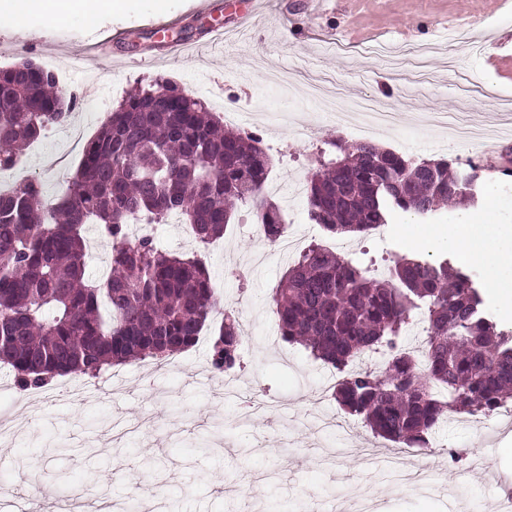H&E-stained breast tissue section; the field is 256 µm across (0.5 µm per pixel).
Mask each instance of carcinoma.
Returning <instances> with one entry per match:
<instances>
[{
    "label": "carcinoma",
    "instance_id": "cac0c4a2",
    "mask_svg": "<svg viewBox=\"0 0 512 512\" xmlns=\"http://www.w3.org/2000/svg\"><path fill=\"white\" fill-rule=\"evenodd\" d=\"M55 75L0 68V170L15 166L57 109ZM157 84L140 86L111 112L83 148L69 193L54 205L30 179L0 192V366L22 389L57 376L94 378L107 366L165 359L194 347L208 321L224 315L211 365L239 364L241 335L201 259L127 237L130 220L160 224L174 215L207 246L224 236L238 209L251 208L265 237L285 233L280 206L264 194L271 159L254 136L224 127L207 103L185 92L163 106ZM309 178L311 219L332 235L367 234L396 211L428 217L459 201L479 169L444 159H410L373 142H325ZM111 240L108 273L87 275L86 232ZM272 303L282 339L341 374L335 398L396 446L427 448L451 414L488 415L512 401V331L482 308L474 282L448 260L403 257L385 279L320 245L282 276ZM426 324L418 354L404 329ZM367 352L383 371L350 365Z\"/></svg>",
    "mask_w": 512,
    "mask_h": 512
}]
</instances>
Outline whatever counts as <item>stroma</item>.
<instances>
[{"label":"stroma","instance_id":"1","mask_svg":"<svg viewBox=\"0 0 512 512\" xmlns=\"http://www.w3.org/2000/svg\"><path fill=\"white\" fill-rule=\"evenodd\" d=\"M250 0H124L118 10L77 12L49 21L36 10L19 11L17 0H0V14H18L0 24V67L27 57L54 72L65 94L74 95L68 124L50 126L33 142L10 174L16 182L37 179L46 201L67 191L85 143L94 137L119 101L132 89L165 78L183 91L209 93L213 111L246 112L268 126L263 145L272 159L270 182L308 179L324 142L351 139L336 120L351 100L363 97L402 115L397 130L381 133L379 146L415 159H446L459 167H481V184L493 187L498 205L494 224H512V112L502 99L512 96V9L497 0H263L250 26H242ZM465 25L466 43L454 62L441 54L429 58L426 72L413 65L393 67L369 46L436 45L448 41L453 26ZM183 47H173L174 31ZM111 41L105 59L95 46ZM86 64H79V56ZM97 86V111H87L85 91ZM462 112L480 131L472 143L450 140L422 121L425 112ZM458 207L423 220L394 213L386 236L352 237L351 258L369 256L379 267L398 258L421 255L455 260L448 231ZM163 249L201 252L211 278L236 319L248 348L236 374L247 390L267 400L285 399L295 411L293 424L263 416L238 421L239 405L225 398L223 375L211 367V344L201 342L164 360L147 359L106 370L103 376L77 377L86 392L80 401L60 397L37 400L36 390L17 386L0 369V413L26 411L19 436L0 452V471L9 473L12 505L0 500V512L31 507L20 470L35 472L39 483L55 488L54 475L65 471L71 494L82 512L92 499L80 497L91 487L113 502L142 499L145 490L164 487L166 512H309L295 499L297 487L324 499L345 492L369 493L379 512H451L447 495L435 490L406 491L393 485L383 464L360 468L348 457L335 472L317 461L321 448H350L372 443L380 453L391 442L376 436L358 417L344 413L332 392L323 391L326 366L301 346L280 341L272 294L289 262L269 256L252 263L257 237L250 220L229 225L223 238L199 251L183 225L157 226ZM240 265L246 281L227 275ZM487 312L512 329V306L490 283L487 262L466 264ZM247 306H240V295ZM448 450V486L459 487L470 512H494L498 489H512V430L449 419L434 435ZM80 449V456L58 454L57 444ZM210 446L198 457L197 444ZM487 457L492 480L472 476L461 483L469 457Z\"/></svg>","mask_w":512,"mask_h":512}]
</instances>
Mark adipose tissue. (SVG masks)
Instances as JSON below:
<instances>
[{"instance_id":"1","label":"adipose tissue","mask_w":512,"mask_h":512,"mask_svg":"<svg viewBox=\"0 0 512 512\" xmlns=\"http://www.w3.org/2000/svg\"><path fill=\"white\" fill-rule=\"evenodd\" d=\"M448 245L461 262L482 257L489 261L495 283L512 278V226L497 227L488 224L485 216L461 212Z\"/></svg>"}]
</instances>
